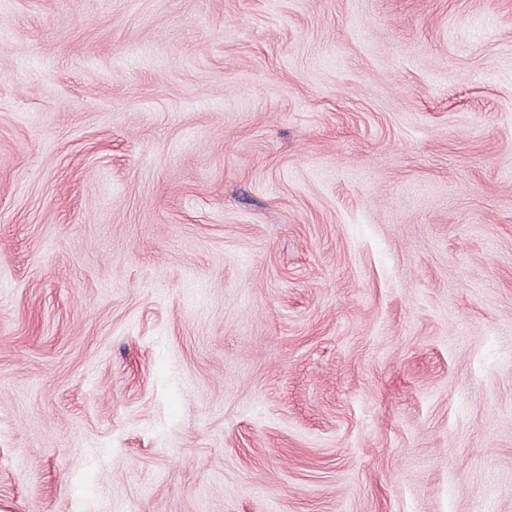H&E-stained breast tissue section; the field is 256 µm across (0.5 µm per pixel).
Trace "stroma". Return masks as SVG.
<instances>
[{"label":"stroma","instance_id":"35a3bbf8","mask_svg":"<svg viewBox=\"0 0 512 512\" xmlns=\"http://www.w3.org/2000/svg\"><path fill=\"white\" fill-rule=\"evenodd\" d=\"M0 512H512V0H0Z\"/></svg>","mask_w":512,"mask_h":512}]
</instances>
